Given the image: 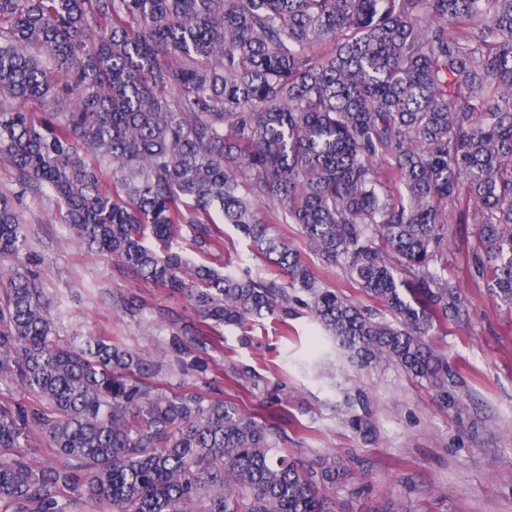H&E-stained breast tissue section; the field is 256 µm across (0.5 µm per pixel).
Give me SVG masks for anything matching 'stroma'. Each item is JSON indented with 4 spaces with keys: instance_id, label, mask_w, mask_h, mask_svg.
Masks as SVG:
<instances>
[{
    "instance_id": "35a3bbf8",
    "label": "stroma",
    "mask_w": 512,
    "mask_h": 512,
    "mask_svg": "<svg viewBox=\"0 0 512 512\" xmlns=\"http://www.w3.org/2000/svg\"><path fill=\"white\" fill-rule=\"evenodd\" d=\"M1 190L13 194L23 215L60 340L93 335L149 353L163 364L155 380L166 389L208 388L215 397L244 402L261 419L287 417L289 454L308 465L326 454L344 463L336 484L321 489L335 512H512V306L478 272L474 225H449L442 248L446 274L464 303L462 315L439 324L433 338L467 383L465 405L453 411L396 365L352 367L306 314L284 324L271 316L256 319L244 342L228 332L206 349L176 352L167 333L146 323L192 317L183 296L77 243L63 210L20 187L2 157ZM277 230L325 285L367 303L339 268L309 251L298 225ZM223 231V260L230 268L279 279L278 269L257 257L231 225ZM117 292L143 304L144 321L113 308ZM200 362L205 371L197 370ZM234 362L252 365L280 386L281 402L263 404L226 379L224 369ZM353 415L367 420L368 428H352Z\"/></svg>"
}]
</instances>
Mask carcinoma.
<instances>
[{
    "instance_id": "cac0c4a2",
    "label": "carcinoma",
    "mask_w": 512,
    "mask_h": 512,
    "mask_svg": "<svg viewBox=\"0 0 512 512\" xmlns=\"http://www.w3.org/2000/svg\"><path fill=\"white\" fill-rule=\"evenodd\" d=\"M28 99L49 117L11 106ZM0 156L86 247L187 296L172 345L299 305L352 365L393 362L456 409L431 341L462 312L438 267L448 199L512 304V0H0ZM220 223L286 282L171 250L187 227L221 253ZM275 224L378 307L325 287ZM30 256L0 192V381L37 400L0 405V512H334L336 460L299 465L283 425L150 383L154 361L97 336L60 343ZM228 376L260 389L248 365ZM34 434L54 462L18 455Z\"/></svg>"
}]
</instances>
